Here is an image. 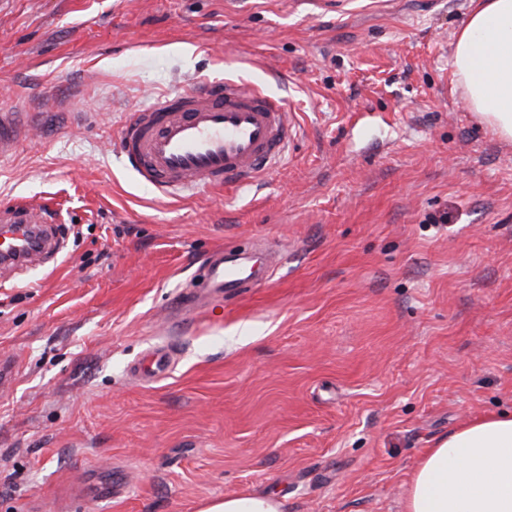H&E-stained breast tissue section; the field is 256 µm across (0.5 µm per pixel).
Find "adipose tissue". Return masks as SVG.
I'll use <instances>...</instances> for the list:
<instances>
[{"mask_svg": "<svg viewBox=\"0 0 512 512\" xmlns=\"http://www.w3.org/2000/svg\"><path fill=\"white\" fill-rule=\"evenodd\" d=\"M472 2L457 36L454 75L469 108L512 140V0ZM199 512H284V503L254 492L204 503ZM403 512H512V412L470 421L426 449Z\"/></svg>", "mask_w": 512, "mask_h": 512, "instance_id": "ef3b65f1", "label": "adipose tissue"}]
</instances>
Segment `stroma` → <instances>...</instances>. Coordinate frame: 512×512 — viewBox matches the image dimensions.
<instances>
[{
    "mask_svg": "<svg viewBox=\"0 0 512 512\" xmlns=\"http://www.w3.org/2000/svg\"><path fill=\"white\" fill-rule=\"evenodd\" d=\"M471 0H0V108L32 128L0 205L54 258L0 273V512H401L426 448L512 408V141L465 104ZM283 96L292 145L240 191L160 197L131 111L187 74ZM270 279L184 308L218 248ZM172 367L140 381L150 349ZM198 512H285L280 497L270 492L224 495V499L204 503Z\"/></svg>",
    "mask_w": 512,
    "mask_h": 512,
    "instance_id": "35a3bbf8",
    "label": "stroma"
}]
</instances>
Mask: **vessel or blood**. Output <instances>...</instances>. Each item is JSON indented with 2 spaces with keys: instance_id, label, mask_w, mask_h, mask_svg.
<instances>
[{
  "instance_id": "vessel-or-blood-1",
  "label": "vessel or blood",
  "mask_w": 512,
  "mask_h": 512,
  "mask_svg": "<svg viewBox=\"0 0 512 512\" xmlns=\"http://www.w3.org/2000/svg\"><path fill=\"white\" fill-rule=\"evenodd\" d=\"M285 99L264 88L224 80H191L131 113L123 123L118 152L142 183L167 197L176 190L241 189L280 163L293 131ZM20 113H0V160L12 156L26 134ZM43 206H0V265L23 267L57 254V239L43 236L27 246L28 231L45 223ZM278 263L222 250L203 262L204 285L216 298L245 285L254 273L269 275Z\"/></svg>"
}]
</instances>
